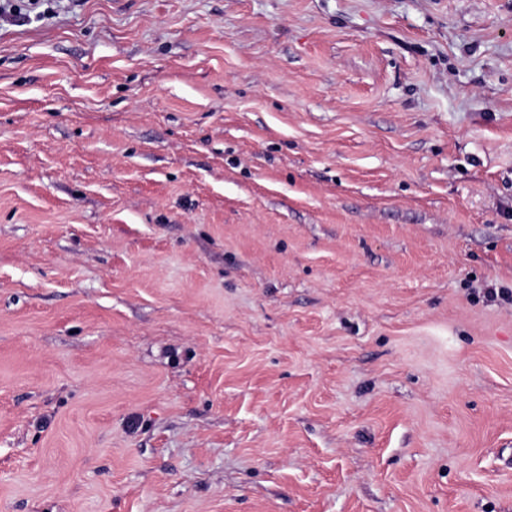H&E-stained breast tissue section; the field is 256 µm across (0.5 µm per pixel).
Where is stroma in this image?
<instances>
[{
  "label": "stroma",
  "mask_w": 512,
  "mask_h": 512,
  "mask_svg": "<svg viewBox=\"0 0 512 512\" xmlns=\"http://www.w3.org/2000/svg\"><path fill=\"white\" fill-rule=\"evenodd\" d=\"M0 512H512V0H15Z\"/></svg>",
  "instance_id": "1"
}]
</instances>
